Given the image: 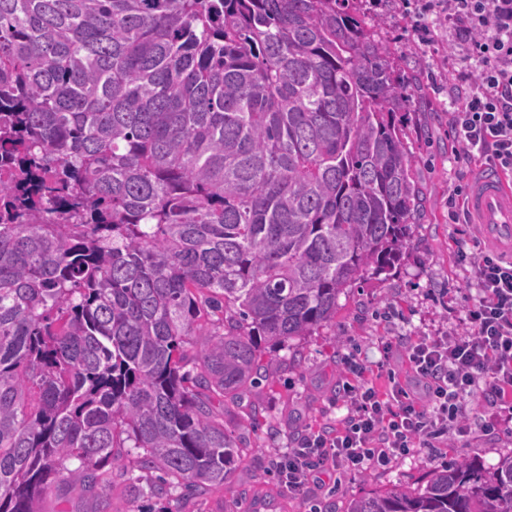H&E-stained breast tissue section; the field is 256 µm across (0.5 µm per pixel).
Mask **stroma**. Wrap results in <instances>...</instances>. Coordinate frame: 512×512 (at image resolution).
I'll return each mask as SVG.
<instances>
[{
    "instance_id": "obj_1",
    "label": "stroma",
    "mask_w": 512,
    "mask_h": 512,
    "mask_svg": "<svg viewBox=\"0 0 512 512\" xmlns=\"http://www.w3.org/2000/svg\"><path fill=\"white\" fill-rule=\"evenodd\" d=\"M356 7L377 21L376 34L395 52L401 76L414 80L405 133L418 160L424 211L412 224L410 243L392 270L368 277L341 295L334 321L274 353L270 382L257 385L240 402L225 404L224 426L240 436L252 463L233 471L224 489L190 499L185 512H345L350 500L366 492L395 484L418 486L431 471L455 459H474L490 470L512 451V429L504 426L489 433L473 430L462 448L412 454L362 474L338 472L302 495L288 493L274 474L275 462L306 432L338 425L344 410L336 396L347 358L373 366L387 356L397 369L402 348L397 345L384 354L382 337L403 341L463 327L468 290L457 263V244L481 235L477 225L452 223L448 215L449 196L470 179L455 156L448 125L456 102L448 92V78L460 72L461 64L445 32L434 31L433 44L419 43L401 0H358ZM255 406L262 412L261 422L246 427ZM127 507L128 489L119 479L93 492H53L42 503L43 512H127Z\"/></svg>"
}]
</instances>
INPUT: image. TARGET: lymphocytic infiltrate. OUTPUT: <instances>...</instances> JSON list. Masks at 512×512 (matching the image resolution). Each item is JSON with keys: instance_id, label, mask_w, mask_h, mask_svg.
<instances>
[{"instance_id": "obj_1", "label": "lymphocytic infiltrate", "mask_w": 512, "mask_h": 512, "mask_svg": "<svg viewBox=\"0 0 512 512\" xmlns=\"http://www.w3.org/2000/svg\"><path fill=\"white\" fill-rule=\"evenodd\" d=\"M448 30V43L473 72L449 124L466 164L491 165L512 178V0H423L412 24ZM473 293L462 329L406 341L403 374L387 371L380 388L359 363L343 386L340 428L312 430L276 464L280 484L301 495L336 470L364 472L472 431L469 405L482 397L481 427L512 423V261L489 249L458 245Z\"/></svg>"}]
</instances>
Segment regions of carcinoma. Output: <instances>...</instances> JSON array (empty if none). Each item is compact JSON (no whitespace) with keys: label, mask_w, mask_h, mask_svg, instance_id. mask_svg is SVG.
<instances>
[{"label":"carcinoma","mask_w":512,"mask_h":512,"mask_svg":"<svg viewBox=\"0 0 512 512\" xmlns=\"http://www.w3.org/2000/svg\"><path fill=\"white\" fill-rule=\"evenodd\" d=\"M353 4L0 0V512L224 487L262 345L406 249L408 86ZM346 512H512V452ZM128 489L119 478H114L112 487L82 493L62 489L50 493L42 503L44 512H95L109 504L108 512H126Z\"/></svg>","instance_id":"cac0c4a2"}]
</instances>
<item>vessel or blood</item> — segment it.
<instances>
[{
  "label": "vessel or blood",
  "instance_id": "b4317fda",
  "mask_svg": "<svg viewBox=\"0 0 512 512\" xmlns=\"http://www.w3.org/2000/svg\"><path fill=\"white\" fill-rule=\"evenodd\" d=\"M466 209L484 241L512 257V183L497 169L484 168L471 187Z\"/></svg>",
  "mask_w": 512,
  "mask_h": 512
}]
</instances>
